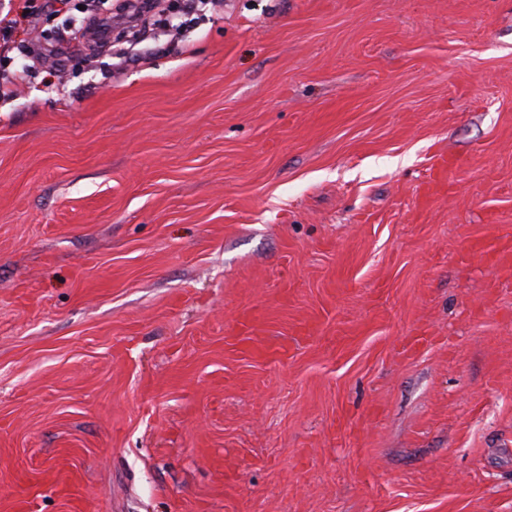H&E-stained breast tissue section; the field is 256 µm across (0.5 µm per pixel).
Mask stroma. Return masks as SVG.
<instances>
[{
	"label": "stroma",
	"instance_id": "stroma-1",
	"mask_svg": "<svg viewBox=\"0 0 512 512\" xmlns=\"http://www.w3.org/2000/svg\"><path fill=\"white\" fill-rule=\"evenodd\" d=\"M184 4L0 0V512H512V0Z\"/></svg>",
	"mask_w": 512,
	"mask_h": 512
}]
</instances>
